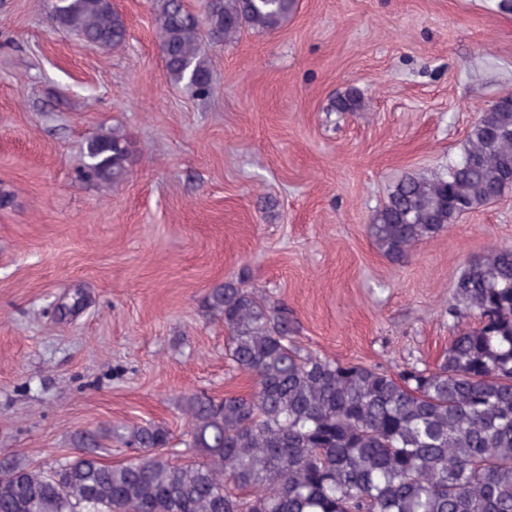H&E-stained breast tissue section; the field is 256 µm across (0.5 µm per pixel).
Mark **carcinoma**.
Segmentation results:
<instances>
[{"label": "carcinoma", "instance_id": "cac0c4a2", "mask_svg": "<svg viewBox=\"0 0 512 512\" xmlns=\"http://www.w3.org/2000/svg\"><path fill=\"white\" fill-rule=\"evenodd\" d=\"M295 0H205L199 17L162 0L157 36L167 80L196 97L212 92L203 36L242 28L271 33ZM51 23L100 48L123 45L112 0H48ZM133 150L118 127L83 147L82 176L126 180ZM512 107L470 125L460 159L433 177L407 176L373 214L367 234L394 264L512 187ZM224 323V355L250 376L246 394L186 397V446L177 464L158 425L81 432L78 452L46 469L0 464V512H512V245L468 261L448 316L474 325L452 336L440 365L390 372L305 353L288 309L240 280L205 295ZM110 437L136 455L118 465L96 449Z\"/></svg>", "mask_w": 512, "mask_h": 512}]
</instances>
